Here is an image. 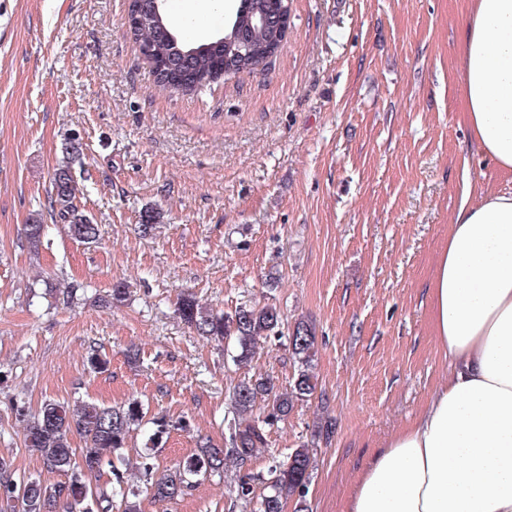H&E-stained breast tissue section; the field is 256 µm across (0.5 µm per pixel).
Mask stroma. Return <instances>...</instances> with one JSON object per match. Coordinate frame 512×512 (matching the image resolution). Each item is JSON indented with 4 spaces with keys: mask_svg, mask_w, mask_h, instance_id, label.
I'll return each mask as SVG.
<instances>
[{
    "mask_svg": "<svg viewBox=\"0 0 512 512\" xmlns=\"http://www.w3.org/2000/svg\"><path fill=\"white\" fill-rule=\"evenodd\" d=\"M264 67L201 92L161 90L126 31L127 0H0V456L47 483L19 411L49 399L186 417L157 452L176 466L228 435L231 379L297 370L287 339L237 370L175 312L180 293L234 310L269 302L318 336L315 399L296 403L248 464L312 449L309 512H343L365 460L448 375L428 285L466 180L512 191L464 122L459 37L471 0H289ZM83 143L75 202L104 234L84 245L49 216V173ZM161 207L156 238L140 212ZM46 223L38 251L23 227ZM278 274V288L265 287ZM126 301L100 306L116 280ZM141 351L139 365L124 357ZM110 361L98 374L91 350ZM333 422L319 436L321 415ZM235 468L142 512H247Z\"/></svg>",
    "mask_w": 512,
    "mask_h": 512,
    "instance_id": "1",
    "label": "stroma"
}]
</instances>
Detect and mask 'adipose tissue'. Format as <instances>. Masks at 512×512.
I'll return each instance as SVG.
<instances>
[{"instance_id":"1","label":"adipose tissue","mask_w":512,"mask_h":512,"mask_svg":"<svg viewBox=\"0 0 512 512\" xmlns=\"http://www.w3.org/2000/svg\"><path fill=\"white\" fill-rule=\"evenodd\" d=\"M464 116L512 171V0H473L460 35ZM462 201L429 283L451 370L366 462L344 512H512V192Z\"/></svg>"}]
</instances>
